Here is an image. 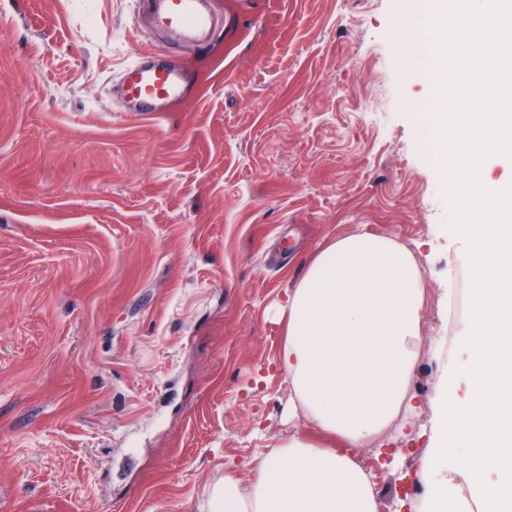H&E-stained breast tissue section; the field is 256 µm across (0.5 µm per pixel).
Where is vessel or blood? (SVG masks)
Instances as JSON below:
<instances>
[{"label":"vessel or blood","mask_w":512,"mask_h":512,"mask_svg":"<svg viewBox=\"0 0 512 512\" xmlns=\"http://www.w3.org/2000/svg\"><path fill=\"white\" fill-rule=\"evenodd\" d=\"M135 21L149 24L181 44L205 47L220 31L213 0H137ZM193 76L183 60L140 57L124 66L117 83L125 111L165 112L185 99Z\"/></svg>","instance_id":"1"}]
</instances>
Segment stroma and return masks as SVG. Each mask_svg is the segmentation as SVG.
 Here are the masks:
<instances>
[{"mask_svg": "<svg viewBox=\"0 0 512 512\" xmlns=\"http://www.w3.org/2000/svg\"><path fill=\"white\" fill-rule=\"evenodd\" d=\"M194 85L120 109L162 40L134 0H0V512H205L295 434L276 311L358 229L417 258L414 410L372 473L425 512L418 472L469 281L426 138L432 82L404 29L427 0H215Z\"/></svg>", "mask_w": 512, "mask_h": 512, "instance_id": "1", "label": "stroma"}]
</instances>
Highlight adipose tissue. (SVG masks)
<instances>
[{
	"mask_svg": "<svg viewBox=\"0 0 512 512\" xmlns=\"http://www.w3.org/2000/svg\"><path fill=\"white\" fill-rule=\"evenodd\" d=\"M424 279L401 243L360 230L327 241L279 315V353L293 406L358 448L384 435L411 404L423 348ZM210 512H379L368 474L351 456L301 436L274 449L249 483L228 477Z\"/></svg>",
	"mask_w": 512,
	"mask_h": 512,
	"instance_id": "1",
	"label": "adipose tissue"
}]
</instances>
